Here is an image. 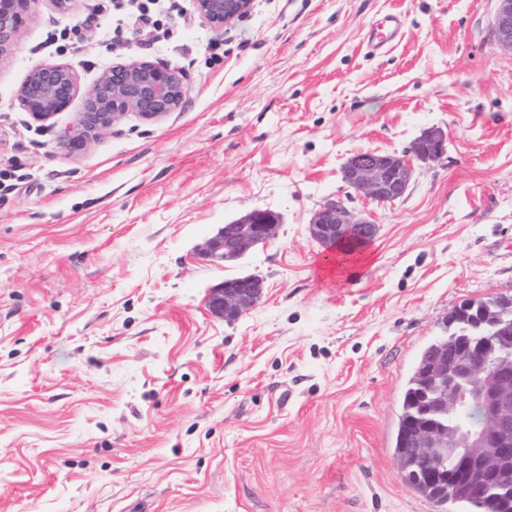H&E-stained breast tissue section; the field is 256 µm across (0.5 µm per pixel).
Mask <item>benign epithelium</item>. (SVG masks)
<instances>
[{"instance_id":"7a95c632","label":"benign epithelium","mask_w":512,"mask_h":512,"mask_svg":"<svg viewBox=\"0 0 512 512\" xmlns=\"http://www.w3.org/2000/svg\"><path fill=\"white\" fill-rule=\"evenodd\" d=\"M41 0H0V66L8 63L21 37L25 16ZM493 33L499 46L512 53V0H497ZM252 0H196L199 16L214 28L242 18ZM75 73L66 65L34 66L21 83L17 99L21 108L41 122L64 111L77 94ZM187 88L180 74L141 57L105 70L85 97L80 120L61 136L62 146L77 149L99 133L112 128L124 116L135 113L156 120L180 109ZM448 133L440 127L422 131L405 154L368 150L351 156L343 167V179L362 196L380 206L402 198L414 174V162L430 163L446 151ZM281 224L279 213L254 209L222 225L200 250L203 260L220 264L243 257L273 239ZM353 228L374 239L378 226L353 213L343 202L327 203L309 223L311 237L326 245ZM264 285L256 276L227 279L209 289L210 312L227 322L250 313L262 298ZM478 335L463 333L450 340L451 350L440 353L429 369L431 382L444 389L438 399L441 411L474 404L480 423L474 429H442L416 422L409 431V448L422 463L428 481H443L474 491L493 480L506 498L512 496V361L491 358L512 347V324L500 319L483 321ZM464 447L456 470L444 473L434 457L437 448Z\"/></svg>"}]
</instances>
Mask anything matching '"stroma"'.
I'll list each match as a JSON object with an SVG mask.
<instances>
[{
  "label": "stroma",
  "mask_w": 512,
  "mask_h": 512,
  "mask_svg": "<svg viewBox=\"0 0 512 512\" xmlns=\"http://www.w3.org/2000/svg\"><path fill=\"white\" fill-rule=\"evenodd\" d=\"M115 0H41L0 68V512H451L393 454L421 351L462 301L512 296V53L496 0H253L218 30ZM401 13L389 53L369 25ZM179 72L183 106L128 114L85 149L59 133L107 68ZM75 72L51 122L16 92L34 66ZM446 154L383 207L341 168L403 153L428 127ZM343 199L379 226L345 287L309 222ZM278 235L218 265L196 250L254 209ZM253 274L228 323L207 291ZM493 33L499 46L512 53V0H497Z\"/></svg>",
  "instance_id": "1"
}]
</instances>
